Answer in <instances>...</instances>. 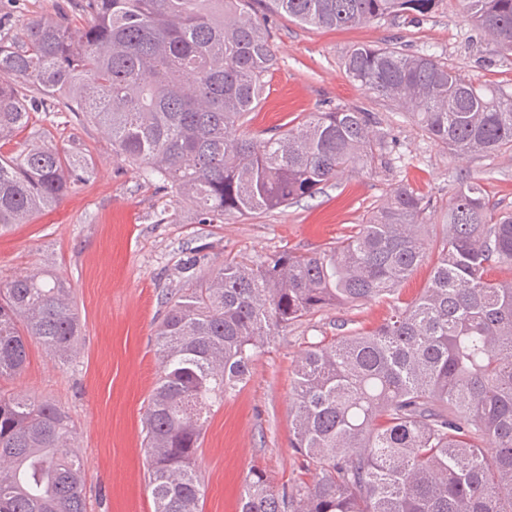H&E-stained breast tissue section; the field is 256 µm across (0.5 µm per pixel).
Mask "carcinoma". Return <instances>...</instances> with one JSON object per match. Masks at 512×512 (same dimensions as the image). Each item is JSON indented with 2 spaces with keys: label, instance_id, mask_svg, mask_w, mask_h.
Wrapping results in <instances>:
<instances>
[{
  "label": "carcinoma",
  "instance_id": "1",
  "mask_svg": "<svg viewBox=\"0 0 512 512\" xmlns=\"http://www.w3.org/2000/svg\"><path fill=\"white\" fill-rule=\"evenodd\" d=\"M89 25L40 16L0 36V228L24 224L89 181L82 149L42 137L36 112L82 114L113 156L170 187L201 221L310 197L351 168L391 161L373 112H314L261 138L246 131L276 58L258 0H78ZM302 25L418 19L442 0H263ZM472 27L512 53V0H462ZM360 88L411 115L457 155L512 151V96L390 45L343 59ZM27 133L18 150H3ZM430 199L397 185L349 233L312 252L230 257L206 276L188 257L156 332L163 366L145 418L154 512H199L204 424L248 381L263 346L305 317L397 293L429 257L426 288L371 331L312 343L295 365L291 448L314 473L279 492L246 478L241 512H512V210L468 178L442 236ZM81 332L70 282L45 270L0 286V380L28 339L64 364ZM60 406L0 394V512H86L84 464Z\"/></svg>",
  "mask_w": 512,
  "mask_h": 512
}]
</instances>
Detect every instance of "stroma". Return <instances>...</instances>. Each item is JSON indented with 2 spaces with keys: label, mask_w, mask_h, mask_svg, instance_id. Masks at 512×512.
I'll use <instances>...</instances> for the list:
<instances>
[{
  "label": "stroma",
  "mask_w": 512,
  "mask_h": 512,
  "mask_svg": "<svg viewBox=\"0 0 512 512\" xmlns=\"http://www.w3.org/2000/svg\"><path fill=\"white\" fill-rule=\"evenodd\" d=\"M58 0H0V30L19 31L28 19L56 12ZM254 9L266 23L278 65L268 76L250 130L293 126L312 112L361 108L376 113L393 138L390 168L349 171L314 196L247 216L201 223L169 188L112 156V142L85 117L37 113L38 126L59 148L80 146L93 172L86 185L29 223L0 230V282L43 267L72 287L82 334L78 351L59 363L30 342L25 372L0 382V391L50 400L70 415L74 449L84 462L87 512H154L147 482L144 421L160 376L156 329L166 299L184 285L178 274L187 254L200 257L201 273L225 258L282 250L311 252L345 234L407 183L445 209L460 174H469L490 201L512 209V153L460 157L429 140L404 108L375 97L347 78L341 59L356 44L394 43L448 63L464 81L512 95V55L471 30L460 0H444L416 22L401 19L325 29ZM394 301L332 308L279 333L258 355L248 383L207 423L196 469L201 512H240L247 475L266 472L276 488L301 475L290 446L294 365L309 343L340 329L370 330L388 317Z\"/></svg>",
  "instance_id": "stroma-1"
}]
</instances>
